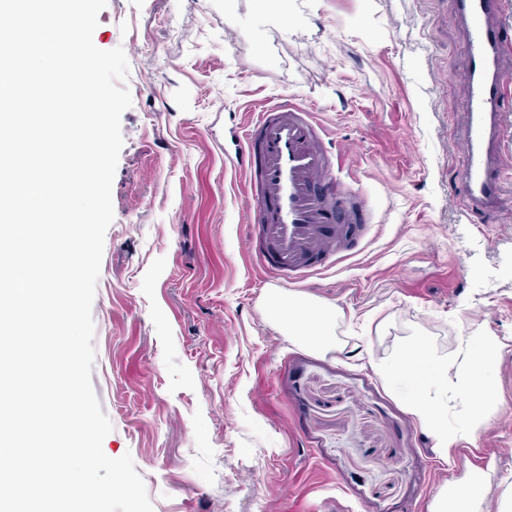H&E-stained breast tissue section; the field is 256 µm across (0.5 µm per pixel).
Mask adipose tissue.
<instances>
[{
    "label": "adipose tissue",
    "instance_id": "adipose-tissue-1",
    "mask_svg": "<svg viewBox=\"0 0 512 512\" xmlns=\"http://www.w3.org/2000/svg\"><path fill=\"white\" fill-rule=\"evenodd\" d=\"M267 305L289 341L323 353L345 350V342L336 334L340 314L336 305L278 292L269 294ZM497 354L496 342L488 339L463 359H449L436 355L427 337L412 336L391 360L374 365L373 370L382 380L403 385L401 403L406 413L444 455L458 441L448 426L449 398L464 397L469 413L479 414L492 390L488 371ZM484 502V473L470 466L461 481L443 488L430 512H482Z\"/></svg>",
    "mask_w": 512,
    "mask_h": 512
}]
</instances>
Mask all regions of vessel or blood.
<instances>
[{
	"instance_id": "obj_1",
	"label": "vessel or blood",
	"mask_w": 512,
	"mask_h": 512,
	"mask_svg": "<svg viewBox=\"0 0 512 512\" xmlns=\"http://www.w3.org/2000/svg\"><path fill=\"white\" fill-rule=\"evenodd\" d=\"M501 4L458 0L470 68L460 91L466 109L461 185L474 209L502 203L512 188L504 175L512 168V155L503 150L512 137L503 110L512 94V71L501 64L508 47L493 21ZM327 136L314 112L281 98L254 113L239 137L233 165L247 177L248 221L260 228L252 248L261 268L284 284L303 282L316 258L338 259L355 234L349 224L334 223V215L366 205L355 184L339 176L325 146Z\"/></svg>"
}]
</instances>
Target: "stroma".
<instances>
[{
    "label": "stroma",
    "mask_w": 512,
    "mask_h": 512,
    "mask_svg": "<svg viewBox=\"0 0 512 512\" xmlns=\"http://www.w3.org/2000/svg\"><path fill=\"white\" fill-rule=\"evenodd\" d=\"M93 42L123 48L131 106L92 314L91 375L154 512H429L466 463L512 512V203L457 192L467 43L455 0H107ZM311 108L378 217L363 251L296 291L341 308L375 361L409 336L440 356L500 346L477 430L440 458L397 387L289 342L229 161L257 101Z\"/></svg>",
    "instance_id": "stroma-1"
}]
</instances>
